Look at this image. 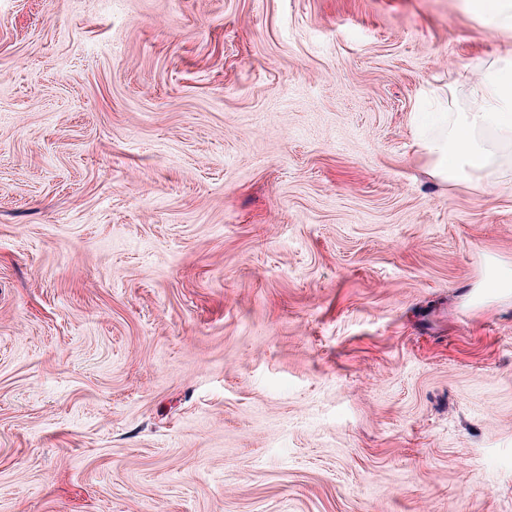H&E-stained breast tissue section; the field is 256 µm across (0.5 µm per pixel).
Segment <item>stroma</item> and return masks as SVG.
<instances>
[{
	"label": "stroma",
	"instance_id": "stroma-1",
	"mask_svg": "<svg viewBox=\"0 0 512 512\" xmlns=\"http://www.w3.org/2000/svg\"><path fill=\"white\" fill-rule=\"evenodd\" d=\"M470 0H0V512H512V147L441 181Z\"/></svg>",
	"mask_w": 512,
	"mask_h": 512
}]
</instances>
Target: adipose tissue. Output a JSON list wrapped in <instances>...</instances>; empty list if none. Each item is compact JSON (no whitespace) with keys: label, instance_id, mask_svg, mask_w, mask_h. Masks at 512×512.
<instances>
[{"label":"adipose tissue","instance_id":"ef3b65f1","mask_svg":"<svg viewBox=\"0 0 512 512\" xmlns=\"http://www.w3.org/2000/svg\"><path fill=\"white\" fill-rule=\"evenodd\" d=\"M474 95L477 106L473 111L419 133L418 146L432 160L438 177L491 186L497 181V160L480 134L493 130L502 144L512 145V58L490 64L476 83Z\"/></svg>","mask_w":512,"mask_h":512}]
</instances>
